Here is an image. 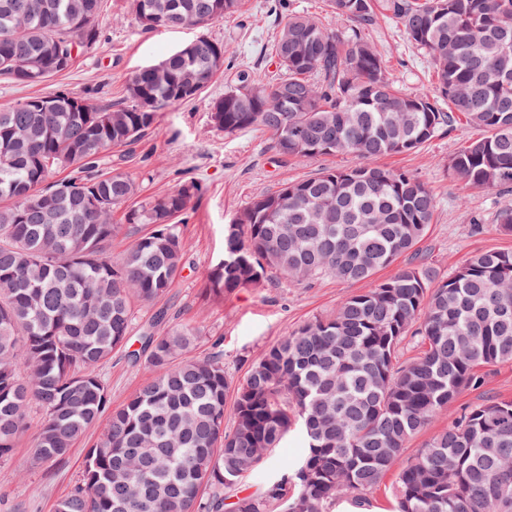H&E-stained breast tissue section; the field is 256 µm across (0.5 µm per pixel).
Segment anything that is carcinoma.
I'll use <instances>...</instances> for the list:
<instances>
[{
	"mask_svg": "<svg viewBox=\"0 0 512 512\" xmlns=\"http://www.w3.org/2000/svg\"><path fill=\"white\" fill-rule=\"evenodd\" d=\"M329 28L303 11L280 19L273 83L241 71L209 103L226 135L261 130L283 161L353 155L252 200L224 230V257L206 293L222 299L273 271L306 282L372 278L410 252L432 223L425 184L379 159L415 151L454 130L455 114L484 131L454 154V177L507 196L498 214L512 232V0H325ZM99 0H0V76L34 86L67 70L96 36ZM244 0H133L145 30L203 28ZM395 23L433 68L431 89L400 88L367 31ZM69 55L60 66L56 59ZM231 55L201 36L135 71L121 105L67 92L0 110V459L29 433V465L65 457L104 415L98 372L126 348L135 308H149L185 265L181 225L194 181L138 210L115 209L138 190L101 169L104 153L134 146L160 112L195 99ZM69 174L58 178L62 170ZM147 232L114 254L112 241ZM413 334L424 350L399 361ZM201 330L169 325L162 310L142 325L155 370L108 416L81 478L56 512H327L360 501L392 471L396 512H512V399L486 400L448 419L412 458L407 442L481 385L482 366L512 360V252L472 256L436 280L409 263L347 297L267 349L237 387L223 354L198 357ZM233 423L224 430L229 392ZM41 419H29L32 406ZM300 424L304 456L285 461L253 493L237 486Z\"/></svg>",
	"mask_w": 512,
	"mask_h": 512,
	"instance_id": "1",
	"label": "carcinoma"
}]
</instances>
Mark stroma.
Wrapping results in <instances>:
<instances>
[{
  "label": "stroma",
  "mask_w": 512,
  "mask_h": 512,
  "mask_svg": "<svg viewBox=\"0 0 512 512\" xmlns=\"http://www.w3.org/2000/svg\"><path fill=\"white\" fill-rule=\"evenodd\" d=\"M291 10L307 11L331 27L336 24L324 0H244L239 14L201 30L146 31L135 18L131 0H102L96 42L68 70L34 87L0 79V109L30 96L59 91L82 95L94 103L113 104L123 101L132 72L158 62L198 37L234 46L235 57L225 62L197 99L160 112L154 134L137 146L112 148L105 163L141 182V191L128 202L132 208L149 198L164 196L184 181L199 183V197L180 217L185 268L157 306L165 311L169 323L199 327L202 337L196 355L206 356L221 349L224 368L237 384L281 336L332 314L341 300L373 288L410 262H426L439 278L445 279L476 253L512 251V233L497 228L501 195L466 186L448 169L461 146L482 134L481 129L462 124L419 150L382 158V165L408 172L424 182L434 196L436 210L415 249L381 269L375 278L345 282L323 277L300 284L272 273L256 288H240L222 299L206 295V274L224 254V226L248 203L275 192L282 184L356 162L355 157L336 155L285 163L278 158L270 135L249 131L227 136L210 123L209 102L223 95L238 71L248 70L268 82L278 77L270 44L278 17ZM369 37L405 88L430 87V62L408 43L395 24L377 20ZM99 371L107 381L109 407L113 410L124 406L154 374L147 361L130 364L122 350L114 352ZM481 374L479 388L464 390L446 415L409 440L407 456H415L447 427L450 418L487 399H512V362L482 368ZM103 430V424H96L64 459L35 469L27 464L31 438L21 437L12 457L0 460V469L14 474L11 481L0 484V512H55L58 501L78 483L86 450L97 444ZM303 453L302 431L292 426L256 472L242 479L240 490L256 491L264 479L276 475L282 461L300 458Z\"/></svg>",
  "instance_id": "stroma-1"
}]
</instances>
